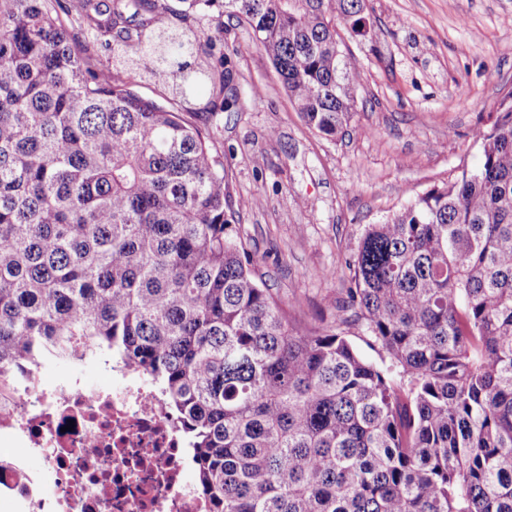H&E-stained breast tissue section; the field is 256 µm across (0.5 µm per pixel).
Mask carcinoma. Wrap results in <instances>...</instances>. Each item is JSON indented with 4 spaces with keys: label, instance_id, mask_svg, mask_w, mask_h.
Wrapping results in <instances>:
<instances>
[{
    "label": "carcinoma",
    "instance_id": "carcinoma-1",
    "mask_svg": "<svg viewBox=\"0 0 512 512\" xmlns=\"http://www.w3.org/2000/svg\"><path fill=\"white\" fill-rule=\"evenodd\" d=\"M0 0V401L47 361L131 367L181 417L210 512H512V91L479 164L365 227L344 305L299 325L236 230L245 203L194 113L212 36L161 0ZM243 20L303 121L334 140L360 73L336 23L367 0H178ZM148 55L169 107L74 26ZM206 114L238 103L232 69ZM358 324L390 367L363 359Z\"/></svg>",
    "mask_w": 512,
    "mask_h": 512
}]
</instances>
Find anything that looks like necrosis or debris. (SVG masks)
<instances>
[{
	"instance_id": "necrosis-or-debris-1",
	"label": "necrosis or debris",
	"mask_w": 512,
	"mask_h": 512,
	"mask_svg": "<svg viewBox=\"0 0 512 512\" xmlns=\"http://www.w3.org/2000/svg\"><path fill=\"white\" fill-rule=\"evenodd\" d=\"M114 372L117 388L17 381L0 405V500L18 512H205L186 478L178 425L157 392ZM38 467H31V459Z\"/></svg>"
}]
</instances>
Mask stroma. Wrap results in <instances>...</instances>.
<instances>
[{
	"label": "stroma",
	"mask_w": 512,
	"mask_h": 512,
	"mask_svg": "<svg viewBox=\"0 0 512 512\" xmlns=\"http://www.w3.org/2000/svg\"><path fill=\"white\" fill-rule=\"evenodd\" d=\"M372 38L344 37L361 80L344 134L330 140L301 119L247 24L210 15L199 27L230 57L236 108L195 124L224 157L242 237L266 284L298 319L331 320L349 286L346 258L375 224L463 166L474 133L512 90V0H368ZM259 87L260 97L250 95ZM41 374L108 389L98 361H51Z\"/></svg>",
	"instance_id": "1"
}]
</instances>
